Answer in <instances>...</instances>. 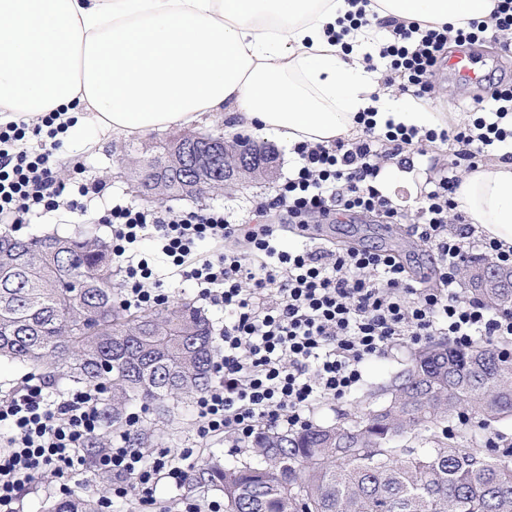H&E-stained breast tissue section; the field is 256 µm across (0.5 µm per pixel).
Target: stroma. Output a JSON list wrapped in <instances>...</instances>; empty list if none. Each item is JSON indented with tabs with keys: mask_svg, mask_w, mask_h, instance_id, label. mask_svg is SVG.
<instances>
[{
	"mask_svg": "<svg viewBox=\"0 0 512 512\" xmlns=\"http://www.w3.org/2000/svg\"><path fill=\"white\" fill-rule=\"evenodd\" d=\"M477 91V86L457 83L450 75L440 70L433 79L428 99L417 100L416 105L423 112L442 113L448 124L452 125L464 120L469 99ZM176 134V129L171 128L144 137H114L103 146L92 149L81 147L76 141H64L58 152L61 160L60 176H70L73 164L81 163L85 177L106 181L107 188L104 194L86 199L87 211L83 216L78 217L61 209L32 216L28 223L19 226L0 224V233L8 232L16 236L29 237L52 231L72 234L89 230L104 239H111V227L97 221L99 212L116 196L124 197L132 203L138 200L136 183L129 177L126 169L128 156L159 151L160 147ZM274 149L278 160L277 170L272 179L242 181L225 188L221 194L199 200H176L172 203L173 208L197 210L220 207L231 218L247 217L252 202L274 195L277 186L287 178L294 165L295 154L291 148L278 143ZM455 151L456 145L452 142L445 145L437 143L426 147L422 152L413 146L405 148L402 156L389 162L390 167L400 168L404 177L394 182L384 181L385 194L395 203L411 210L415 209L421 191L428 182L436 180L444 170H447ZM328 239L344 248L362 244L394 251L408 264L415 278L428 280L432 277L429 255L422 243L412 236L409 225L388 223L381 213L337 215L333 224L328 227ZM412 349V344L405 343L393 348L386 355L366 361L363 389L344 399L321 406L313 417L314 423L347 421L366 412L369 404L364 399L365 392L385 384L400 372L405 367ZM130 409L139 413L142 425L150 429L141 444L145 453L149 454L163 448L175 451L188 446L194 450L192 462L196 465L210 458L228 461L244 460L249 456L247 449L228 448L220 437L199 442L194 432V404L174 408L171 421L165 423L156 422L153 410L145 408L142 403L131 404ZM101 484L99 473L91 466L87 467L80 478L67 481L45 474L25 488L18 508L20 512H45L49 502L60 498L62 491H69L73 495H88L96 493Z\"/></svg>",
	"mask_w": 512,
	"mask_h": 512,
	"instance_id": "stroma-1",
	"label": "stroma"
}]
</instances>
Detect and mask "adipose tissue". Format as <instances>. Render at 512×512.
<instances>
[{"mask_svg":"<svg viewBox=\"0 0 512 512\" xmlns=\"http://www.w3.org/2000/svg\"><path fill=\"white\" fill-rule=\"evenodd\" d=\"M380 16L460 27L491 0H372ZM351 0H0V122L71 105L86 126L143 136L220 112L287 143L328 144L358 112L386 115L382 74L366 71L375 33L327 34ZM456 201L472 225L512 245V161L466 173Z\"/></svg>","mask_w":512,"mask_h":512,"instance_id":"obj_1","label":"adipose tissue"}]
</instances>
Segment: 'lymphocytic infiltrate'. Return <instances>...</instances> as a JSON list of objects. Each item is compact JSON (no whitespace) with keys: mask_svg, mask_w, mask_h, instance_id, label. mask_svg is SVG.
<instances>
[{"mask_svg":"<svg viewBox=\"0 0 512 512\" xmlns=\"http://www.w3.org/2000/svg\"><path fill=\"white\" fill-rule=\"evenodd\" d=\"M377 25L390 39L379 54L389 61L386 86L418 98L432 79L448 43L487 38L512 43V0H496L486 20L466 26L429 25L378 17L358 9L330 36L350 50L352 29ZM494 107L469 104L456 127L417 128L378 120L376 110L358 113L359 135L332 143L296 144L298 164L274 197L256 201L253 223L229 219L220 208L144 210L116 200L99 216L112 229V258L122 275L119 302L126 308L162 306L170 294L139 250L154 241L198 296L224 310V329L214 363L215 383L196 400L199 439L224 435L247 443L260 425L293 429L309 423L314 406L339 400L364 383L366 360L400 341L447 338L461 350L474 337L489 343L512 338V311L461 295V271L473 258L512 268V247L475 237L464 227L454 198L460 184L448 170L426 192L415 215L393 206L376 185L385 159L403 146L453 141L461 160L476 165L489 152L512 145V82L494 88ZM61 111L38 122L0 124V223L23 224L31 214L77 210L79 200L106 189L104 181L80 182L57 172ZM340 212H380L389 223H411L415 236L437 257V283L409 279L404 264L387 251L331 247L309 237L311 221H332ZM304 236L301 248L280 249L283 229ZM209 242L212 252L198 251ZM101 389L88 386L50 397L38 376L22 393L0 400V512H16L23 488L45 473L78 476L102 421ZM137 414L126 417L117 442L100 453L97 470L110 473L112 495L150 504L160 481L182 485L187 468L173 465L169 450L147 458L135 448Z\"/></svg>","mask_w":512,"mask_h":512,"instance_id":"1","label":"lymphocytic infiltrate"}]
</instances>
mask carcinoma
<instances>
[{
  "instance_id": "carcinoma-1",
  "label": "carcinoma",
  "mask_w": 512,
  "mask_h": 512,
  "mask_svg": "<svg viewBox=\"0 0 512 512\" xmlns=\"http://www.w3.org/2000/svg\"><path fill=\"white\" fill-rule=\"evenodd\" d=\"M237 138L183 135L163 152L129 163L144 200L201 199L245 179L269 178L266 164L237 171ZM219 149L228 173L187 180L185 159ZM470 293L512 310L511 269L473 261ZM109 247L90 232L30 239L0 235V358L66 371L110 394L106 426L141 400L157 415L213 384L217 351L207 315L189 302L132 311L116 301ZM466 407L477 430L512 421V355L490 344L465 350L431 341L373 394V407L344 423L299 431L260 429L248 461L212 460L191 470L185 493L213 491L224 512H512V447L492 460L474 448L477 430L454 427ZM46 512H99L93 496H66Z\"/></svg>"
}]
</instances>
